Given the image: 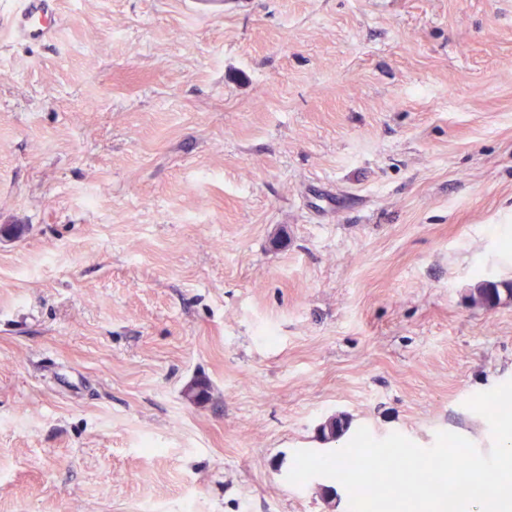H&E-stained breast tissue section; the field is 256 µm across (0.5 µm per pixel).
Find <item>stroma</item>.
<instances>
[{"label": "stroma", "instance_id": "1", "mask_svg": "<svg viewBox=\"0 0 512 512\" xmlns=\"http://www.w3.org/2000/svg\"><path fill=\"white\" fill-rule=\"evenodd\" d=\"M55 7L0 41V512H349L296 451L492 447L512 0ZM241 3L238 0H190L191 11L199 17L224 16L234 6ZM511 299V282L481 281L472 292L473 302L482 306L500 304L503 300Z\"/></svg>", "mask_w": 512, "mask_h": 512}]
</instances>
